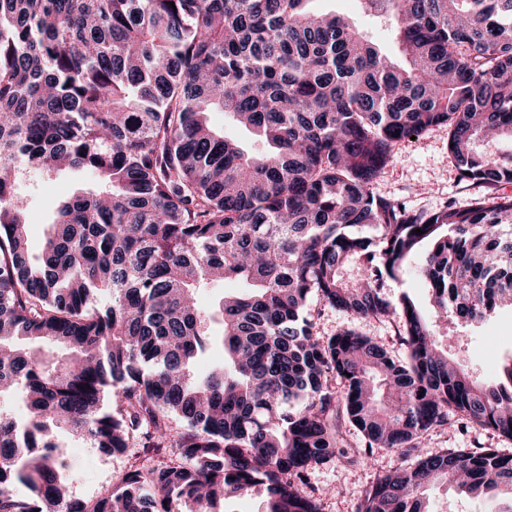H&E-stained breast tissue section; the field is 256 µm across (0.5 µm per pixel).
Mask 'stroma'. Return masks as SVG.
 <instances>
[{"label":"stroma","mask_w":512,"mask_h":512,"mask_svg":"<svg viewBox=\"0 0 512 512\" xmlns=\"http://www.w3.org/2000/svg\"><path fill=\"white\" fill-rule=\"evenodd\" d=\"M319 7L347 16L387 53H394L390 27L365 15L359 0H320ZM99 187L98 177L87 170L63 169L49 176L35 172L22 175L16 188L26 200L25 221L29 226L31 252H39L62 201ZM374 190L379 195L404 202L409 209L425 212L435 211L451 199L459 205H467L475 194L458 176L448 152V129L444 126L403 143L375 182ZM422 260V254L413 255L400 277L386 282L385 291L394 299L409 294L428 313L433 306L429 290L418 275ZM309 309L319 334H330L350 322L357 331L373 337L393 353L403 350L394 319L351 321L344 313L316 300L310 302ZM441 342L447 346L449 357L473 377L484 381L500 378L504 364L512 360V309H500L473 326L449 323L441 330ZM347 435L348 452L360 456V463L346 470L331 462L315 468L309 475L310 487L326 493L323 512H355L358 501L377 477L401 463L398 453L387 448L375 449L371 456L361 457L360 451L365 446L363 435L352 426L348 427ZM55 439L66 450L63 472L69 491L74 498L83 501H93L107 494L117 478L131 469L138 455L134 448L123 454L105 455L66 433L56 434ZM420 446L428 453L479 447L507 451L512 450V440L482 430L453 414L447 425L429 431ZM427 495L430 512H491L488 499L449 487H432Z\"/></svg>","instance_id":"1"}]
</instances>
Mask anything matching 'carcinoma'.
I'll use <instances>...</instances> for the list:
<instances>
[{"mask_svg": "<svg viewBox=\"0 0 512 512\" xmlns=\"http://www.w3.org/2000/svg\"><path fill=\"white\" fill-rule=\"evenodd\" d=\"M312 2L0 0V396L27 407L0 413V512H215L254 494L264 512H322L304 486L345 458L344 419L365 454L404 459L357 512H428L437 484L512 512L511 453L416 448L451 413L512 438V360L479 381L436 330L512 306V155L475 147L512 138V0H361L403 64ZM214 109L267 150L216 132ZM440 126L494 206L427 213L374 192L396 148ZM66 167L106 188L63 202L32 259L15 180ZM423 246L432 316L385 293ZM221 279L248 288L219 305L223 367L198 376L196 290ZM313 299L396 318L405 356L350 323L317 335ZM53 429L159 463L69 499Z\"/></svg>", "mask_w": 512, "mask_h": 512, "instance_id": "obj_1", "label": "carcinoma"}]
</instances>
